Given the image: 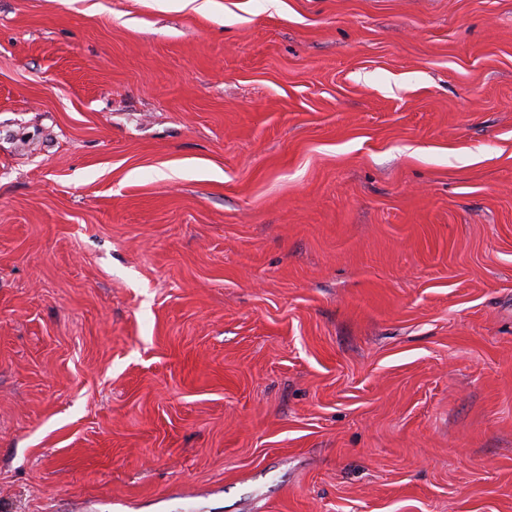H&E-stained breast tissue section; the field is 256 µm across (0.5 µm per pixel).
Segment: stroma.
<instances>
[{
	"mask_svg": "<svg viewBox=\"0 0 512 512\" xmlns=\"http://www.w3.org/2000/svg\"><path fill=\"white\" fill-rule=\"evenodd\" d=\"M0 512H512V0H0Z\"/></svg>",
	"mask_w": 512,
	"mask_h": 512,
	"instance_id": "obj_1",
	"label": "stroma"
}]
</instances>
